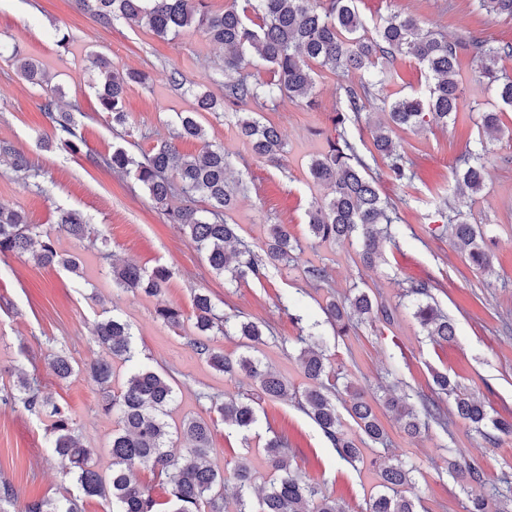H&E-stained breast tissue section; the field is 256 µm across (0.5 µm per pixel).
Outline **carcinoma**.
<instances>
[{"label": "carcinoma", "mask_w": 512, "mask_h": 512, "mask_svg": "<svg viewBox=\"0 0 512 512\" xmlns=\"http://www.w3.org/2000/svg\"><path fill=\"white\" fill-rule=\"evenodd\" d=\"M357 2L228 0L224 11L211 13L204 0H76L78 6L92 11L104 25L130 20L161 38H174L187 28H197L210 42L224 48V97L218 99L206 91L193 93L197 108L178 113L175 139H205L204 128L198 121L203 111L216 114L248 104L264 108L277 105L285 97L310 108L316 106L314 64L333 73L359 75L357 81L343 87L344 106L332 118L333 133L326 136L324 151L313 156L308 165L311 180L328 190L323 198L311 203L308 231L321 243L357 237L363 260L371 267L378 257L379 243L385 239L381 225L392 223L393 218L388 202L367 174V165L349 128L359 124L362 113L382 105L388 118L375 127L373 149L386 160L393 181L411 180L413 174L406 167L405 147L393 138L396 130L446 124L456 117L464 94L459 79L464 54L479 66L477 83L493 91L502 107L512 109V77L499 71L500 61L512 57V44L489 38L467 42L438 37L418 19L399 14L370 29ZM481 7L490 14L512 18V0H481ZM252 56L267 66L269 79H254L247 73ZM403 58H412L427 70L431 84L426 98L403 96L389 100L382 96L380 86L394 79V73L386 70V66ZM90 67L106 74L96 90L101 111L110 115L112 123L127 124L128 113L123 106L126 86L131 82L145 83L146 75L131 70L122 74L103 56L91 58ZM19 71L32 84L43 77L40 67L29 59H21ZM42 109L51 122V131L42 140L80 153L83 139L77 133L73 113L56 111V100L52 97L45 99ZM233 115L238 134L250 152L281 165L287 148L277 127L262 122L255 112L235 111ZM503 133L500 112L482 113L480 139L497 140ZM0 158L9 159L13 170L25 179L38 176L31 172L24 155L8 144L0 145ZM86 159L115 173H134L153 201L164 208L169 223L179 225L197 250L205 254L211 269L217 274H229L233 281L259 280L266 276L270 266L286 268L296 261V252L301 250L286 224L271 225L261 255L241 245L238 225L228 223L225 215L236 204L238 195L247 192L248 184L240 176L229 177L232 163L221 144L206 142L199 154L186 155L167 141L142 160L120 147L105 156L89 153ZM485 174L484 154L472 149L466 151L464 167L454 170L456 182L473 194L482 191ZM175 194L188 204L168 206L169 198ZM198 196L206 201V208L192 205ZM57 228L78 241L98 239L94 227L76 210L60 211ZM453 236L456 247L467 254L473 265L480 270L491 268L492 258L483 247L478 225L458 219ZM7 254H28L39 264L57 263L81 275L78 260L60 254L51 235L43 233L39 225L27 223L20 212L0 207V255ZM171 278L172 270L165 265L149 272L133 264L112 267V281L117 287L146 296L163 294ZM408 294L418 297L413 317L427 335L438 341L452 340L454 324L434 301L429 285L413 282ZM192 306L197 338L191 346L197 354L231 377L245 373L269 398L288 395V380L255 355L257 346L265 342V325L237 316L235 330L245 340L246 351L236 358L226 356L211 346L210 337L225 333L230 317L224 315L203 288L194 292ZM322 311L343 336L348 335L355 317L385 324L393 321L392 310L365 291L330 301ZM156 313L166 324L176 326L181 322V310L175 306H161ZM132 336L128 321L117 315L103 318L96 327V342L102 355L85 365L87 377L101 387L110 386L112 363L117 359L131 361ZM300 342L298 360L307 378L315 382L301 394L300 408L331 441L340 458L350 464L362 461V449L342 430L336 384L328 382L332 377L331 366L322 345L312 333L300 337ZM50 366L62 379L75 371L72 358L60 352L51 354ZM433 382L442 393L454 395L452 410L429 398L420 400L418 409L405 395L390 393L383 400L386 408L397 414L409 436H420L431 421L447 427L450 412L469 422L488 440V426L501 434H512V419L491 416L483 404L457 392V385L448 374L434 373ZM348 397L344 407L361 432L372 443L387 446V433L372 404L358 392L350 391ZM15 399L29 411L46 414L54 436V451L66 462V474L83 496L108 502L112 512H157V501L135 480V472L141 467H148L166 479L170 512H204L206 505L209 512H345L318 484L290 470L288 449L277 437L265 443L268 463L275 474L269 489L258 500H252L250 472L247 464L241 462L234 472L235 490L227 495L224 473L208 462L214 421L187 418L171 425L167 417L175 400V389L163 374L148 366L131 371L119 392L107 397L102 405L104 413L117 416L118 424L108 447L111 464L105 474L93 468L97 449L82 442L69 408L42 398L37 381L21 378ZM215 408L224 424L243 433L250 432L258 421L252 400L239 393L225 395L223 401L215 403ZM448 469L469 488L485 485L483 469L475 460H454L448 463ZM411 473L412 468L401 460L384 465L379 471L381 491L369 499L366 512H418L415 499L405 494V487L411 484ZM508 494L512 496L510 469L502 473L499 486L492 488L491 495H469L466 512H489L490 496L504 498ZM27 512L81 510L77 499L64 498L36 500L27 506Z\"/></svg>", "instance_id": "carcinoma-1"}]
</instances>
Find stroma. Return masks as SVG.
<instances>
[{"label":"stroma","mask_w":512,"mask_h":512,"mask_svg":"<svg viewBox=\"0 0 512 512\" xmlns=\"http://www.w3.org/2000/svg\"><path fill=\"white\" fill-rule=\"evenodd\" d=\"M359 9L368 20L410 14L425 28L451 39L512 43V19L488 14L478 0H361ZM15 49L42 67L44 86L21 76L11 57ZM95 54L107 56L118 68L147 75L146 83L130 85L126 92L128 126L113 125L99 110L95 88L102 77L87 63ZM175 69L190 83L191 93L170 83ZM476 69L471 58H463L462 76L471 87L455 121L397 130L414 172L410 182L394 183L384 163L372 165L381 194L391 199L398 216L394 240L384 241L382 256L372 267L363 263L357 240L318 243L307 228L312 201L325 193L310 179L308 163L324 148L348 76L316 69L318 108L285 98L275 110L263 111V121L276 125L287 144L280 167L251 156L234 117L203 113L199 121L204 140H181L177 146L195 155L204 141H216L236 158L235 169L249 186L230 214L240 226V237L257 250L269 225L284 224L302 245L294 266L271 267L265 278L234 283L210 269L190 238L168 222L164 209L134 176L93 167L84 156L46 149L39 140L49 129L44 98L58 88L61 107L82 113L78 126L88 151L107 155L121 146L138 158L150 154L169 139L178 113L192 110L193 91L223 97V50L199 30L163 39L123 20L102 25L74 0H0V141L23 153L39 173L38 179L25 180L0 160V206L21 211L28 223L53 234L58 251L81 259V272L75 275L58 265L39 266L27 255H0V486L9 485L16 493L10 512H26L30 502L48 497H74L81 512H107L106 501L81 497L65 475L51 448L47 418L8 401L6 394L20 375L37 379L43 396L68 405L83 441L98 450L97 469L107 471L111 459L106 448L117 418L101 412L102 393L81 367L100 354L94 329L109 310L130 322L136 361L171 379L176 391L172 420L215 419L212 464L229 479L239 462H246L253 492L264 490L272 477L264 445L275 435L287 440L293 469L319 483L347 512H365L379 482L376 464L383 460L400 459L412 466L408 493L420 497L425 512H465L467 494L462 482L448 473L449 459L462 455L478 461L487 486L497 485L502 470L512 467V436L488 442L452 417L447 428L433 425L411 438L377 405L392 390L408 394L414 404L420 396L433 395L432 374L440 371L481 400L490 415L512 416L511 111L502 116L504 134L487 144L482 192L471 194L453 176L461 155L478 143L480 111L499 106L493 93L473 85ZM395 70L384 95H426L429 76L417 61H397ZM62 210L81 212L106 238V248H87L57 233ZM456 215L486 231L491 271L475 269L456 249L450 223ZM123 261L148 271L171 267L174 276L166 293L156 299L117 288L112 266ZM310 266L324 269L325 281L310 279L305 273ZM413 281L429 284L438 306L456 326L453 341L431 340L414 319L403 296ZM197 288L209 290L221 308L271 326L273 334L261 345L260 356L298 393L310 385L297 360L299 338L304 328L314 327L341 382L351 383L376 403L387 447L372 445L351 418H344L345 432L364 457L361 463L349 464L296 400H268L251 380L231 379L211 367L190 345L192 292ZM360 290L395 307L394 322L365 320L350 335H337L323 306ZM162 303L181 307L184 322L174 327L157 319L155 310ZM297 315L302 323H294ZM57 351L79 365L68 379L56 377L48 364V354ZM237 392L252 396L258 409V422L246 435L216 419L215 402Z\"/></svg>","instance_id":"35a3bbf8"}]
</instances>
